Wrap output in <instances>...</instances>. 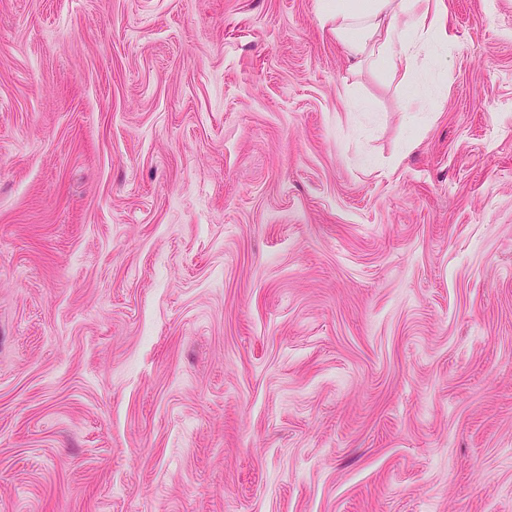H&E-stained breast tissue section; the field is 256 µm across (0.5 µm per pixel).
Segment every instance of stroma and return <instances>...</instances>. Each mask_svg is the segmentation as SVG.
<instances>
[{
  "label": "stroma",
  "mask_w": 512,
  "mask_h": 512,
  "mask_svg": "<svg viewBox=\"0 0 512 512\" xmlns=\"http://www.w3.org/2000/svg\"><path fill=\"white\" fill-rule=\"evenodd\" d=\"M315 2L0 0V512H512V0ZM322 25L356 60L400 83L415 79L419 53L448 44L442 0H317Z\"/></svg>",
  "instance_id": "35a3bbf8"
}]
</instances>
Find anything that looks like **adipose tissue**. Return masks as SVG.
<instances>
[{
  "mask_svg": "<svg viewBox=\"0 0 512 512\" xmlns=\"http://www.w3.org/2000/svg\"><path fill=\"white\" fill-rule=\"evenodd\" d=\"M324 27L356 60L405 83L422 49L447 43L442 0H317Z\"/></svg>",
  "mask_w": 512,
  "mask_h": 512,
  "instance_id": "ef3b65f1",
  "label": "adipose tissue"
}]
</instances>
